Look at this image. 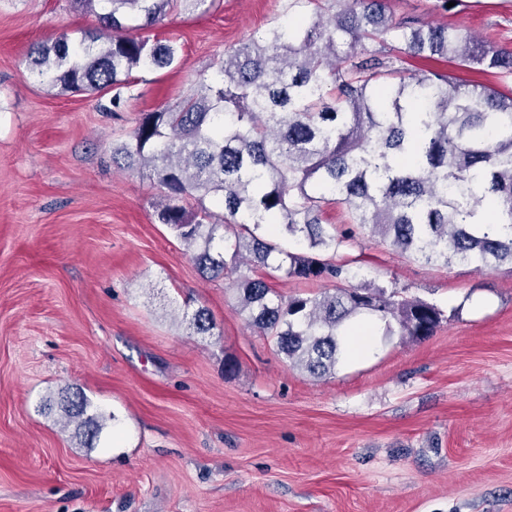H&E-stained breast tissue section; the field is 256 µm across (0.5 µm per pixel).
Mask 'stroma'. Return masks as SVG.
Masks as SVG:
<instances>
[{"label":"stroma","instance_id":"obj_1","mask_svg":"<svg viewBox=\"0 0 512 512\" xmlns=\"http://www.w3.org/2000/svg\"><path fill=\"white\" fill-rule=\"evenodd\" d=\"M285 4L169 13L143 35L176 42L179 68L140 73L106 112L25 64L93 15L0 0V512H512L511 269L427 265L358 236L342 254L361 281L449 319L315 379L158 223L157 183L112 163L142 113L175 107L225 49L287 21ZM391 6L512 48V0ZM200 308L211 333L189 326ZM68 385L104 417L92 447L44 409Z\"/></svg>","mask_w":512,"mask_h":512}]
</instances>
